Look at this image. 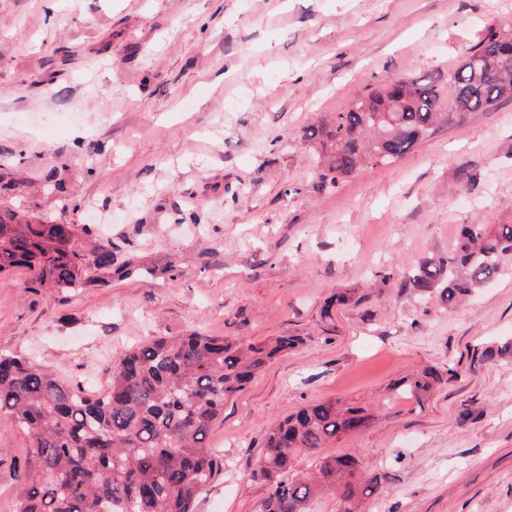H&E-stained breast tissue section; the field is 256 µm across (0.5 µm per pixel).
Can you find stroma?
Masks as SVG:
<instances>
[{
    "label": "stroma",
    "mask_w": 512,
    "mask_h": 512,
    "mask_svg": "<svg viewBox=\"0 0 512 512\" xmlns=\"http://www.w3.org/2000/svg\"><path fill=\"white\" fill-rule=\"evenodd\" d=\"M509 16L512 0H0V216L163 270L34 290L27 267L2 273L0 350L99 389L156 337L299 335L212 425L232 466L198 512H257L267 431L330 399L373 411L331 445L386 476L362 512H512V359H480L512 338V253L455 309L375 277L446 255L461 225L512 224V99L315 188L338 113L399 77L447 85ZM427 366L456 374L421 406L395 393ZM0 435L14 512L29 438L3 415Z\"/></svg>",
    "instance_id": "stroma-1"
}]
</instances>
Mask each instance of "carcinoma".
I'll use <instances>...</instances> for the list:
<instances>
[{
    "mask_svg": "<svg viewBox=\"0 0 512 512\" xmlns=\"http://www.w3.org/2000/svg\"><path fill=\"white\" fill-rule=\"evenodd\" d=\"M496 57L497 65L482 63ZM454 108L483 111L512 97V21L491 19L481 40L448 73ZM440 87L400 78L338 114L328 132L331 154L317 190L327 191L363 165H388L451 120ZM68 224H8L0 219V273L26 266L33 287L81 288L112 274L155 277L161 270L126 263L112 269V250L76 249ZM512 252V225L491 229L464 224L448 256L423 260L400 275L421 296L439 293L448 307L502 274L500 257ZM351 293L334 294L326 323ZM303 343L281 335L263 341L228 340L196 332L155 338L120 354L111 382L90 394L54 372L0 351V414L30 439L18 476L15 512H197L200 496L224 474V454L207 435L224 404L243 391L279 354ZM445 382L432 368L408 376L395 390L423 404ZM363 407L319 401L270 428L251 479L267 489L258 512H314L325 492L334 512H359L362 500L382 493L384 477L354 454L329 445L368 426ZM309 469L297 467L299 456Z\"/></svg>",
    "mask_w": 512,
    "mask_h": 512,
    "instance_id": "carcinoma-1",
    "label": "carcinoma"
}]
</instances>
